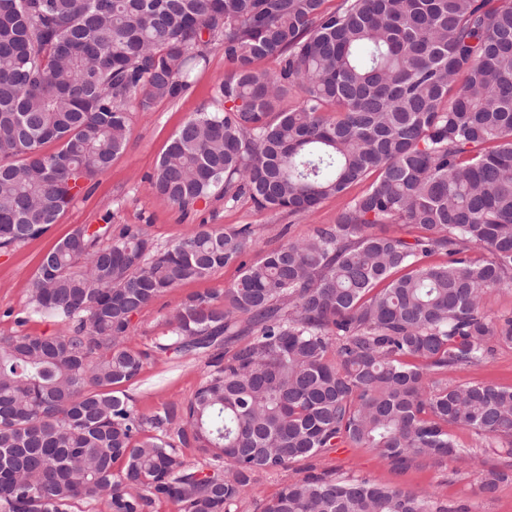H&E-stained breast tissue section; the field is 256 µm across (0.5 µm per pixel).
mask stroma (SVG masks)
Instances as JSON below:
<instances>
[{
    "instance_id": "stroma-1",
    "label": "stroma",
    "mask_w": 512,
    "mask_h": 512,
    "mask_svg": "<svg viewBox=\"0 0 512 512\" xmlns=\"http://www.w3.org/2000/svg\"><path fill=\"white\" fill-rule=\"evenodd\" d=\"M208 56L207 66L193 73L189 88L179 97L157 102L146 112L130 110V137L124 150L113 158L106 172L85 184L45 234L0 249V337L13 335L21 328L16 323L20 317L26 318L22 328L28 333L41 335L57 330L56 319L32 311L28 283L43 255L77 227L109 224L118 229L126 224L139 225L146 229L154 246L162 249L202 224L221 228L248 224L255 232V243L247 257L254 260L282 241L308 237L317 227L335 223L350 198L363 191V184L352 185L345 195L324 200L304 218L258 208L245 198L225 201L219 188L186 210L153 193L149 179L172 135L194 113L222 107L216 87L231 66L220 45H212ZM239 274L238 266L232 264L161 295L134 317L128 348H147L166 335L170 312L186 296L223 293ZM208 362L203 355L157 356L145 364L138 381L126 391L146 415L172 402L188 403L209 372ZM448 381L453 385L511 388L512 346H495L486 364L450 372ZM322 472L339 478H367L387 487L425 489L455 510L464 507L468 512H512V480L500 483L493 497L486 499L477 493L479 473L455 461L420 459L398 469L374 449L349 441L295 463L288 470L259 474L242 501L241 512H258L284 486Z\"/></svg>"
}]
</instances>
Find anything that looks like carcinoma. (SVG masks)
<instances>
[{"instance_id": "cac0c4a2", "label": "carcinoma", "mask_w": 512, "mask_h": 512, "mask_svg": "<svg viewBox=\"0 0 512 512\" xmlns=\"http://www.w3.org/2000/svg\"><path fill=\"white\" fill-rule=\"evenodd\" d=\"M325 3L0 0V247L44 234L124 148L130 107L178 97L214 43L232 65L223 108L172 136L154 193L185 208L221 186L306 217L375 176L336 223L250 264L248 224L198 227L162 252L128 224L59 241L28 294L62 327L0 338L3 512H148L157 500L239 512L257 474L341 440L397 468L479 467L450 425L478 448L512 444V388L443 381L512 345V316L481 312L485 291L512 286V4ZM294 89L298 108L280 111ZM237 261L223 295L183 300L168 335L124 345L158 296ZM221 349L186 405L147 416L121 390L158 354ZM507 478L487 469L479 494ZM261 512L448 507L427 490L310 475Z\"/></svg>"}]
</instances>
